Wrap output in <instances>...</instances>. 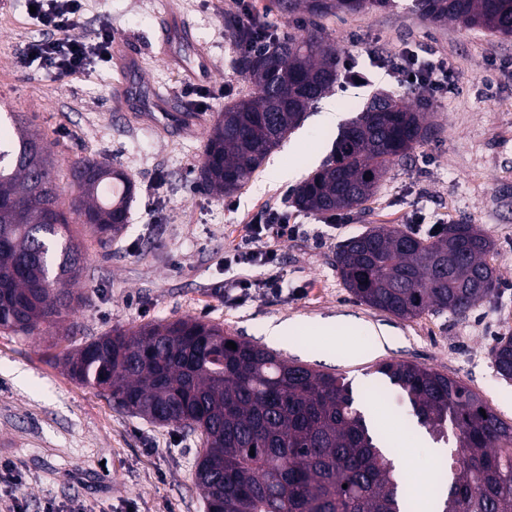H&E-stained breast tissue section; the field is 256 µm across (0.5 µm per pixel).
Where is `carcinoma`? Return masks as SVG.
I'll use <instances>...</instances> for the list:
<instances>
[{"mask_svg":"<svg viewBox=\"0 0 512 512\" xmlns=\"http://www.w3.org/2000/svg\"><path fill=\"white\" fill-rule=\"evenodd\" d=\"M396 6L394 0H269L266 9L304 14L302 37L271 35L238 61L255 92L233 98L210 130L198 187L233 194L337 82L339 52L318 20ZM430 24L512 38V0H413ZM426 113L378 94L344 126L331 158L297 186L292 203L316 215L364 209L389 166L431 135ZM70 201L43 137L0 134V331L32 335L82 301L71 290L83 254L68 224L100 243L126 228L135 185L91 159L69 169ZM492 240L475 224H446L430 241L375 225L336 251L344 288L360 303L414 319L465 317L500 285L487 256ZM236 349L227 347V342ZM497 373L512 380V336L491 348ZM69 376L106 390L118 407L159 424L200 430L196 482L208 512H400L402 477L379 428L368 425L341 374L289 362L200 318L113 329L62 357ZM377 373L399 387L417 422L456 449L436 488L439 512H512V425L465 382L415 363L386 361ZM485 413H480V410Z\"/></svg>","mask_w":512,"mask_h":512,"instance_id":"1","label":"carcinoma"}]
</instances>
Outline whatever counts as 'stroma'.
Masks as SVG:
<instances>
[{"label":"stroma","mask_w":512,"mask_h":512,"mask_svg":"<svg viewBox=\"0 0 512 512\" xmlns=\"http://www.w3.org/2000/svg\"><path fill=\"white\" fill-rule=\"evenodd\" d=\"M237 2L169 0L164 7L160 0H85L81 21L89 34L111 25L136 58L144 86L206 105L215 118L225 102L250 89L224 26L238 15ZM410 5L398 0L390 11L338 14L323 20V35L359 56L379 46L448 55L456 75L447 93L423 97L376 68L368 84L335 83L243 188L221 196L197 187L206 133L163 136L115 112L111 93L122 80L116 66L103 63L62 79L21 69L17 55L38 30L25 0H0V129L10 133L21 124L40 132L59 176L74 159L88 158L124 171L137 185L127 227L111 244L83 225L70 227L85 257L77 289L86 304L30 336L0 332V459L19 468L23 512H40L49 497L74 495L93 512H207L195 484L199 434L121 410L108 392L63 370L64 352L120 326L199 317L288 360L344 374L354 390L379 385L365 405L388 417L391 451L412 449L415 475L428 482L441 457L432 440H418L410 406L377 373L379 362H412L459 378L512 424V381L497 374L489 354L497 337L512 334V68L497 65L512 61V38L453 21L426 24ZM167 8L192 23L208 51L209 76L193 92L161 55ZM378 92L412 105L426 99L433 136L390 167L366 210L333 220L293 208V188L320 169L338 133L319 120L326 104H335L345 124ZM265 208L287 211L310 234L278 246V269L288 281L283 294L254 289L225 303L222 286L238 269L225 266L224 255ZM452 222L478 225L493 240L489 262L501 278L492 300L466 318L446 312L403 320L361 304L344 288L335 252L348 238L377 224L424 237L434 224ZM272 321L338 323L343 330L279 342L265 332Z\"/></svg>","instance_id":"stroma-1"}]
</instances>
